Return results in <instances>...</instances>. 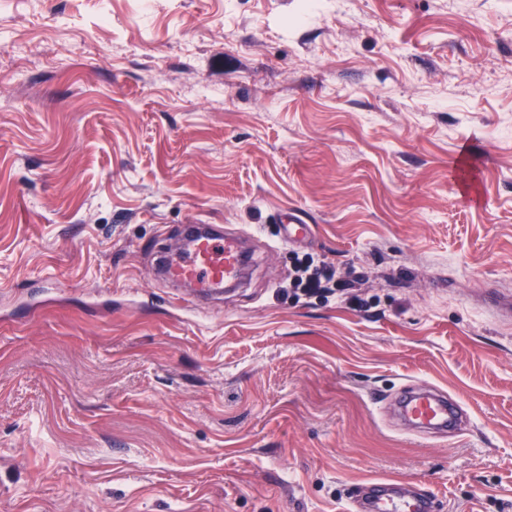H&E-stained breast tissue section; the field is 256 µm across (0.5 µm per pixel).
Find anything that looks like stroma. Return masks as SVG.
<instances>
[{
  "label": "stroma",
  "mask_w": 512,
  "mask_h": 512,
  "mask_svg": "<svg viewBox=\"0 0 512 512\" xmlns=\"http://www.w3.org/2000/svg\"><path fill=\"white\" fill-rule=\"evenodd\" d=\"M188 224L249 263L177 305ZM306 254L345 292L293 298ZM488 288L512 0H0V512H346L370 479L512 512ZM407 384L466 429L406 430ZM283 222V242L291 243L311 234V225L302 224L300 219L294 213L288 212V214H285Z\"/></svg>",
  "instance_id": "1"
}]
</instances>
